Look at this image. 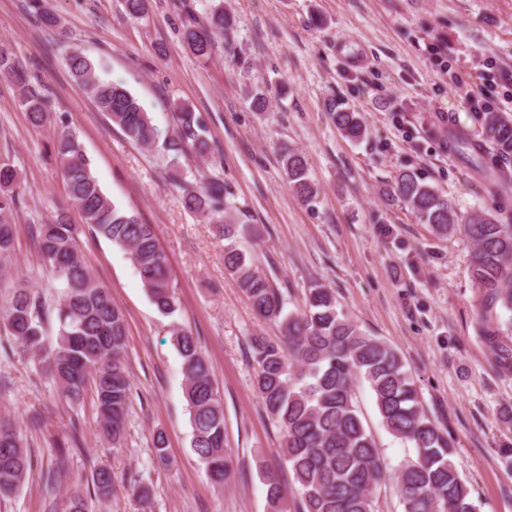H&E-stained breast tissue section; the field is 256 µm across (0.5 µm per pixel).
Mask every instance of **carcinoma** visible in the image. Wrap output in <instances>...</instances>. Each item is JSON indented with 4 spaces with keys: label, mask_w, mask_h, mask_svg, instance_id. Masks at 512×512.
<instances>
[{
    "label": "carcinoma",
    "mask_w": 512,
    "mask_h": 512,
    "mask_svg": "<svg viewBox=\"0 0 512 512\" xmlns=\"http://www.w3.org/2000/svg\"><path fill=\"white\" fill-rule=\"evenodd\" d=\"M224 37V53L236 57V30L224 5H216L206 23L183 24L182 41L199 58H208L216 37ZM74 81L123 133L145 148H161L169 166L180 159L209 153L207 126L187 105L178 106L176 129L163 136L139 101L121 84L97 75L94 63L81 51L68 58ZM0 77L19 89V103L35 126L49 116L48 102L31 85L22 62L0 47ZM336 128L353 141L366 135L359 113L330 107ZM481 138L448 133V142L474 167L488 192L503 207L512 197V115L478 112ZM497 162L485 161L487 146ZM53 152L60 166L70 206L82 223L105 239L126 248L158 312L172 315L175 294L169 280L168 258L152 225L117 208L104 194L90 169L78 137L58 133ZM289 187L305 202L318 190L304 157L294 149L282 154ZM393 192L424 223L441 234L462 233L473 243L472 280L480 292L477 332L489 351V365L500 376H512V224L486 211L461 214L448 199L410 171L401 172ZM22 189L13 164L0 159V258L13 243V216ZM229 189L213 181L200 191L185 189V204L193 212L223 228L224 267L234 276L255 313L273 324L280 342L253 341L258 365L255 390L267 414L283 430V461L303 500V512H377L375 492L386 476L387 463L361 418L355 381L368 384L383 427L412 445L415 458L398 467V491L403 512H477L471 490L454 461L448 431L427 414L411 372L399 353L368 334L338 310L331 289L316 283L308 289L306 309L284 312L277 288L259 272L236 245V209ZM41 258L57 282V297L48 307L30 288H16L0 305V324L12 336L11 353L39 357L64 400L79 404L92 392L101 434L112 447H122L131 409V380L125 358L126 317L107 288L90 276L78 245V228L68 211L59 207L39 225ZM58 322L56 339L44 340L49 312ZM509 314L504 320L501 314ZM173 343L183 360L184 394L192 426V449L219 486L234 479L233 455L224 443V407L215 386L213 368L199 350L192 333L175 326ZM78 424L57 441L63 464L78 448ZM36 466L21 432L0 421V497L19 491ZM272 512H280L283 490L276 473L262 472ZM115 476L101 464L91 472L87 491L75 490L63 512H92L90 502L112 494Z\"/></svg>",
    "instance_id": "1"
}]
</instances>
